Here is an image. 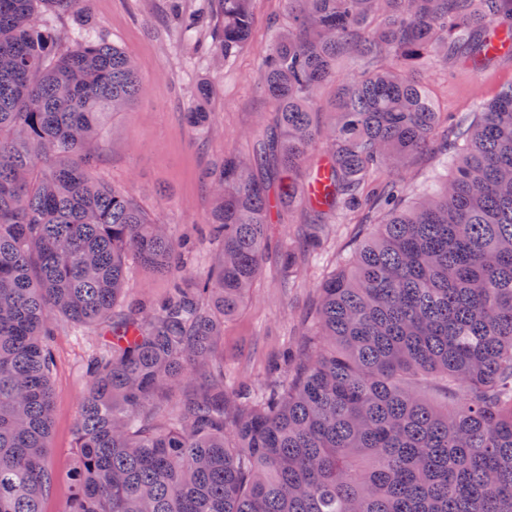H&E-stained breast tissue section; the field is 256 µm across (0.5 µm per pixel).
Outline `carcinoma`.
<instances>
[{"label": "carcinoma", "instance_id": "1", "mask_svg": "<svg viewBox=\"0 0 512 512\" xmlns=\"http://www.w3.org/2000/svg\"><path fill=\"white\" fill-rule=\"evenodd\" d=\"M253 2L217 0L215 52L247 43ZM44 7L90 14L89 0H0V512H44L55 480L59 322L105 337L63 512H512V86L456 128L414 201L383 187V221L319 284L313 346L288 353L282 390L230 395L217 359L269 225L354 213L436 141L415 72L466 49L478 68L512 40L500 0H288L259 65L273 125L255 155L226 150L207 173L218 247L200 280L181 262L193 246L96 174L92 141L140 92L135 62L90 37L62 48ZM135 265L171 293L123 311ZM193 374L205 386L176 396ZM430 379L446 402L419 394Z\"/></svg>", "mask_w": 512, "mask_h": 512}]
</instances>
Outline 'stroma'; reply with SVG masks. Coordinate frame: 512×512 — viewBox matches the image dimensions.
<instances>
[{
  "instance_id": "obj_1",
  "label": "stroma",
  "mask_w": 512,
  "mask_h": 512,
  "mask_svg": "<svg viewBox=\"0 0 512 512\" xmlns=\"http://www.w3.org/2000/svg\"><path fill=\"white\" fill-rule=\"evenodd\" d=\"M210 15L212 0H90V19L42 10L40 22L56 25L66 40L92 34L119 46L136 63L142 89L124 111L113 113L96 142L98 171L138 199L174 237L194 233L205 223L212 201L206 171L231 147L248 151L270 104L257 85L260 57L271 38L288 26L286 0H255V25L247 44L230 59L211 53L216 32L202 28L195 41L176 29L173 9ZM423 77L431 96L458 120L512 84V52H502L482 67L466 53L434 64ZM211 96L198 101L197 89ZM210 112V123L194 126L195 107ZM365 235L358 220L329 227L318 262L300 260L293 279H285V258L271 251L249 300L224 323V370L231 384L261 387L268 366L287 347L300 345L316 314L317 288L334 270L340 254ZM54 417L50 466L57 475L44 512H61L72 493L74 430L78 401L86 386L87 346L77 344L66 326L51 338Z\"/></svg>"
}]
</instances>
